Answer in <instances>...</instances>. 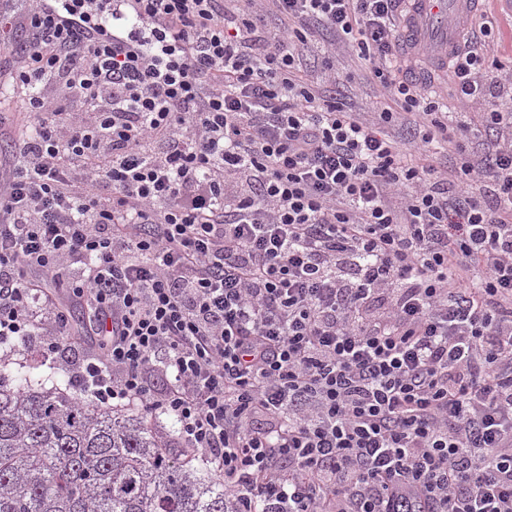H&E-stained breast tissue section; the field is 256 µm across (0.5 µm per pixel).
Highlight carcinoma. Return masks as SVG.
Listing matches in <instances>:
<instances>
[{
  "label": "carcinoma",
  "instance_id": "1",
  "mask_svg": "<svg viewBox=\"0 0 512 512\" xmlns=\"http://www.w3.org/2000/svg\"><path fill=\"white\" fill-rule=\"evenodd\" d=\"M0 512H225L224 481L148 415L3 364Z\"/></svg>",
  "mask_w": 512,
  "mask_h": 512
}]
</instances>
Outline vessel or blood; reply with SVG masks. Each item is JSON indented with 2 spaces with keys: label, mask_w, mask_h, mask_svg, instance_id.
Returning a JSON list of instances; mask_svg holds the SVG:
<instances>
[{
  "label": "vessel or blood",
  "mask_w": 512,
  "mask_h": 512,
  "mask_svg": "<svg viewBox=\"0 0 512 512\" xmlns=\"http://www.w3.org/2000/svg\"><path fill=\"white\" fill-rule=\"evenodd\" d=\"M480 0H409L401 46L410 52L434 42V56L447 64L458 45V33L471 24Z\"/></svg>",
  "instance_id": "1"
}]
</instances>
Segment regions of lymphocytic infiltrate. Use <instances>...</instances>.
I'll use <instances>...</instances> for the list:
<instances>
[{"mask_svg":"<svg viewBox=\"0 0 512 512\" xmlns=\"http://www.w3.org/2000/svg\"><path fill=\"white\" fill-rule=\"evenodd\" d=\"M402 0H29L0 152V346L171 417L227 512H512V68L446 102ZM352 53L387 92L338 89ZM462 158L445 168L442 151ZM92 348L69 340V301ZM169 379L151 383L154 368ZM336 71L348 73L351 76L345 92L347 102L358 112H365L367 117L374 116L373 112H377L380 102V88L366 80L359 79L362 78L358 76L361 73L360 68L347 54L336 55Z\"/></svg>","mask_w":512,"mask_h":512,"instance_id":"1","label":"lymphocytic infiltrate"}]
</instances>
